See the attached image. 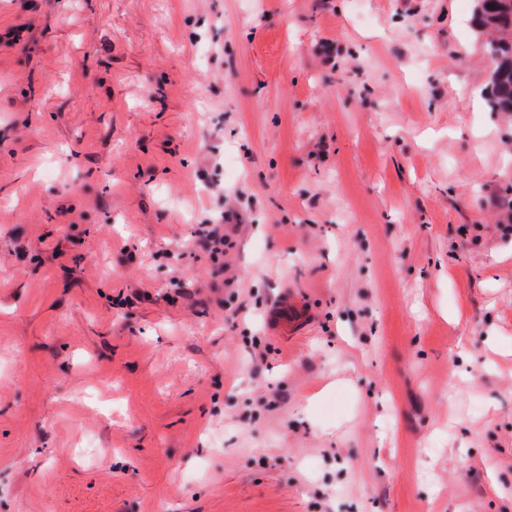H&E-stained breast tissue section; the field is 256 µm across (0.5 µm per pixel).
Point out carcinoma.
I'll use <instances>...</instances> for the list:
<instances>
[{"label": "carcinoma", "mask_w": 512, "mask_h": 512, "mask_svg": "<svg viewBox=\"0 0 512 512\" xmlns=\"http://www.w3.org/2000/svg\"><path fill=\"white\" fill-rule=\"evenodd\" d=\"M471 24L490 59L487 104L512 113V0H474Z\"/></svg>", "instance_id": "cac0c4a2"}]
</instances>
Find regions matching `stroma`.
I'll use <instances>...</instances> for the list:
<instances>
[{"label":"stroma","instance_id":"stroma-1","mask_svg":"<svg viewBox=\"0 0 512 512\" xmlns=\"http://www.w3.org/2000/svg\"><path fill=\"white\" fill-rule=\"evenodd\" d=\"M472 9L0 0V512H512ZM294 307L291 296L286 294L271 315V327L273 330L279 332L288 329V332H293L296 329L299 320L292 317V309Z\"/></svg>","mask_w":512,"mask_h":512}]
</instances>
